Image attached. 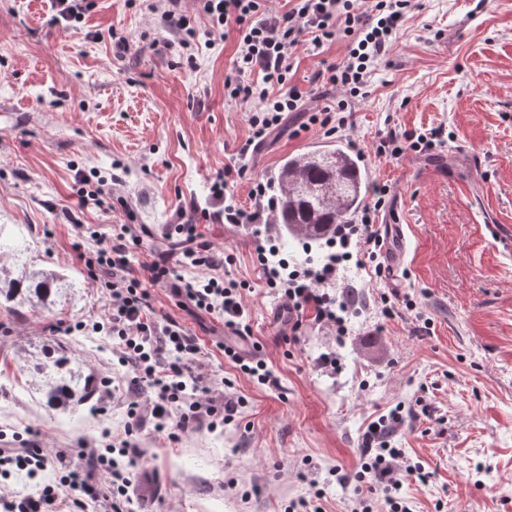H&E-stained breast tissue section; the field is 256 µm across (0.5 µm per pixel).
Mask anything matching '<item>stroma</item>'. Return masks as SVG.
I'll list each match as a JSON object with an SVG mask.
<instances>
[{
	"mask_svg": "<svg viewBox=\"0 0 512 512\" xmlns=\"http://www.w3.org/2000/svg\"><path fill=\"white\" fill-rule=\"evenodd\" d=\"M153 3L91 0L83 22L66 27L50 24L51 0H0V224L30 241L34 265L72 284L49 308L0 309V444L18 434L64 451L40 475L53 483L106 434L128 437L139 450L135 512H288L317 489L323 512H351L353 487L336 474L359 470L369 423L399 406L395 441L431 473L404 485L413 512H512V249L499 241L512 233V0H416L348 129L333 135L308 121L323 106L313 79L346 45L299 48L289 79L304 109L245 157L253 105L224 91L234 38L186 53ZM116 35L128 43L120 57ZM406 130L438 138L422 154H376L381 137ZM336 143L358 156L370 185L389 187L377 221L402 227L387 245L405 249L386 280L354 259L342 268V343L312 318L289 324L285 300L267 288L255 249L280 245L282 225L218 223L224 203L212 189L223 179L233 203L253 207L254 180L271 183L286 158ZM80 170L107 179L102 207L78 208ZM180 208L223 254L215 276L242 283L241 333L278 387L241 373L218 348L222 320L173 293L172 280L196 270L150 283L153 243ZM81 224L106 237L117 224L150 231L131 247L133 274L148 283L151 315L197 338L207 377L243 399L223 429L132 430L127 398L99 392L64 414L35 393L30 352L73 357L95 380L121 369L111 340L82 329L105 307L76 257L98 248ZM396 289L417 309L384 318L381 298Z\"/></svg>",
	"mask_w": 512,
	"mask_h": 512,
	"instance_id": "35a3bbf8",
	"label": "stroma"
}]
</instances>
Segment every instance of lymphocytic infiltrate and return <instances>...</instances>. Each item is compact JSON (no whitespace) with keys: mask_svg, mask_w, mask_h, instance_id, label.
<instances>
[{"mask_svg":"<svg viewBox=\"0 0 512 512\" xmlns=\"http://www.w3.org/2000/svg\"><path fill=\"white\" fill-rule=\"evenodd\" d=\"M288 4L285 12L273 15L266 0H197L198 13L207 19L211 32L235 36V73L225 78L224 89L230 99L253 102L252 137L258 141L281 123L284 113L299 109L303 94L289 83L288 75L299 46L305 44L316 51L338 40L346 44L344 60L316 76L322 87L340 90L343 97L310 117L328 133L346 130V110L364 96L371 73L385 62L412 8V0H288ZM387 194V187H376L360 215L337 225L332 239L335 251L322 263L292 268L278 258L275 248H258L266 284L287 301L293 318L310 311L317 322L333 325L337 335H345L346 304L330 290L340 265L355 254L370 262L373 275H380L376 260L383 239L375 227V214ZM128 232V226H120L94 256L82 252L78 258L105 284L107 314L93 329L112 337L120 364L133 369L129 390L146 397L142 404L130 402L132 424L147 417L157 429L186 431L230 422L237 404L220 406L201 394L200 348L195 340L175 320L158 322L147 316L149 293L132 276ZM164 240L147 268L151 281L160 282L174 264L200 269V276L181 288V296L195 309L236 328L244 317L240 288L236 281L212 276L217 262L196 225L176 224ZM401 419L395 409L371 422L361 452L360 472L377 478L386 512H411L403 484L425 477L421 466L405 463L404 449L395 444ZM136 454L127 440L112 441L83 452L81 468L69 470L57 483L43 484L38 477L50 460L43 449L27 439L18 447L0 448L1 479L19 469L35 482L30 491L1 495L0 512H130L127 493L136 473L129 462ZM94 474L99 482L92 486L88 479Z\"/></svg>","mask_w":512,"mask_h":512,"instance_id":"lymphocytic-infiltrate-1","label":"lymphocytic infiltrate"}]
</instances>
